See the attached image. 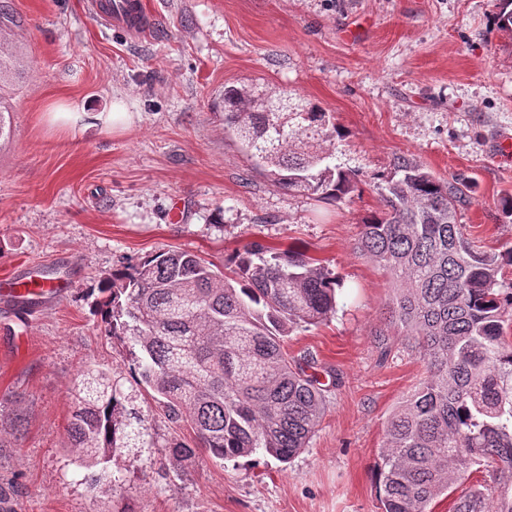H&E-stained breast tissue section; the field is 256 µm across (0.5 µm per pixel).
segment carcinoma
<instances>
[{
  "label": "carcinoma",
  "mask_w": 512,
  "mask_h": 512,
  "mask_svg": "<svg viewBox=\"0 0 512 512\" xmlns=\"http://www.w3.org/2000/svg\"><path fill=\"white\" fill-rule=\"evenodd\" d=\"M494 26L512 36V0H496ZM16 20L0 5V141L13 134L10 105L24 59ZM255 87L224 89V128L287 191L343 204L357 174L330 163L336 127L318 105L284 94L277 112L253 110ZM382 207L362 224L359 248L394 283L389 308L425 377L386 423L374 477L381 512H431L473 472L483 483L452 512H512V282L498 279L512 248L480 251L457 222L466 182H447L405 156L376 183ZM338 277L304 249L259 241L235 249L219 270L184 250L128 261L97 283L106 333L139 349L134 377L87 366L72 388L67 433L94 489L112 490L106 464L127 448H163L181 468L199 451L232 461L263 451L288 463L308 444L328 389L314 362L288 357L284 338L336 313ZM154 393L179 435L145 436L135 389Z\"/></svg>",
  "instance_id": "obj_1"
}]
</instances>
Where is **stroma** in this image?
Here are the masks:
<instances>
[{
    "label": "stroma",
    "mask_w": 512,
    "mask_h": 512,
    "mask_svg": "<svg viewBox=\"0 0 512 512\" xmlns=\"http://www.w3.org/2000/svg\"><path fill=\"white\" fill-rule=\"evenodd\" d=\"M149 36L97 24L85 0H9L26 48L0 143V278L38 265L72 286L26 310L0 299V487L11 512H381L372 466L384 426L424 376L389 322L393 284L357 249L381 206L363 186L340 206L276 186L224 128V90L285 92L331 113L337 162L361 178L397 156L470 182L458 222L479 249L512 247V38L493 0H146ZM77 101L135 112L124 130L50 127L47 107ZM180 211H173V200ZM307 248L343 281L335 317L288 336L328 385L321 426L282 464L261 453L199 455L170 469L163 449L135 448L91 491L69 446V391L92 365L129 374L128 346L91 307L100 276L162 248L216 266L244 243ZM24 426L14 431L13 414Z\"/></svg>",
    "instance_id": "35a3bbf8"
}]
</instances>
